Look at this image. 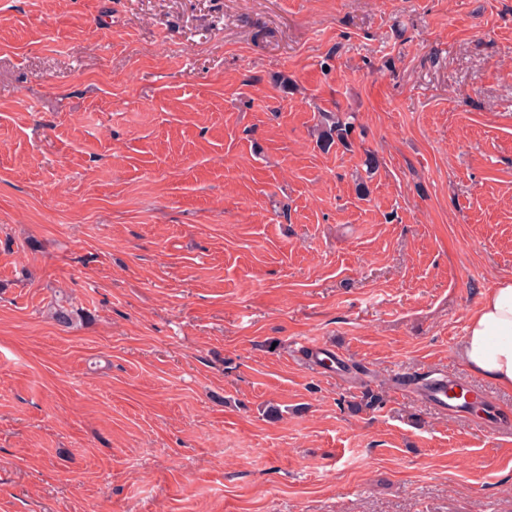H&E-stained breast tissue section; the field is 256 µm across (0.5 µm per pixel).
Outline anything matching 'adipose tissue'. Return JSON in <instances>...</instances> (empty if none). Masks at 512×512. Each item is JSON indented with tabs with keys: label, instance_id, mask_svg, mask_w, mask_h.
I'll use <instances>...</instances> for the list:
<instances>
[{
	"label": "adipose tissue",
	"instance_id": "ef3b65f1",
	"mask_svg": "<svg viewBox=\"0 0 512 512\" xmlns=\"http://www.w3.org/2000/svg\"><path fill=\"white\" fill-rule=\"evenodd\" d=\"M459 358L469 373L512 390V279L490 289L470 315Z\"/></svg>",
	"mask_w": 512,
	"mask_h": 512
}]
</instances>
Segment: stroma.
I'll return each instance as SVG.
<instances>
[{"instance_id":"obj_1","label":"stroma","mask_w":512,"mask_h":512,"mask_svg":"<svg viewBox=\"0 0 512 512\" xmlns=\"http://www.w3.org/2000/svg\"><path fill=\"white\" fill-rule=\"evenodd\" d=\"M504 278L512 0H0V512H512ZM319 116L320 146L329 149L335 143L348 145L354 128V116L341 112H321ZM459 358L469 373L512 390V279L491 288L470 315ZM425 383H427V385H424ZM473 389V385L469 382L448 379V377H429L426 378L423 385L420 386L421 395L434 406L445 411L464 410L460 400H454L450 397L458 392L468 394Z\"/></svg>"}]
</instances>
